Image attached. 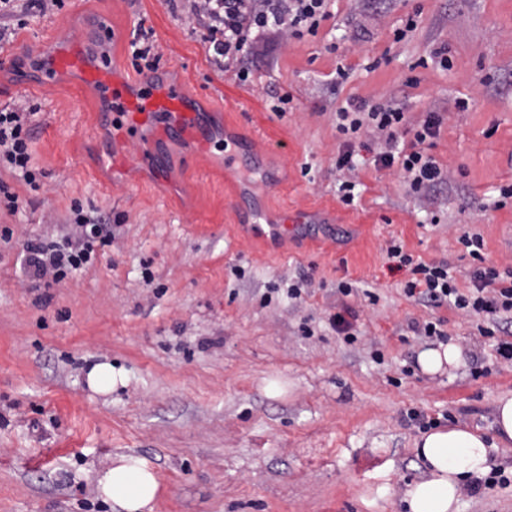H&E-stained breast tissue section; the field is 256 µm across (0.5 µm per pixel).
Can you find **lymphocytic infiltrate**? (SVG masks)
I'll use <instances>...</instances> for the list:
<instances>
[{
    "label": "lymphocytic infiltrate",
    "mask_w": 512,
    "mask_h": 512,
    "mask_svg": "<svg viewBox=\"0 0 512 512\" xmlns=\"http://www.w3.org/2000/svg\"><path fill=\"white\" fill-rule=\"evenodd\" d=\"M329 0H190L189 11L204 19L207 43L214 59L232 67L255 38L266 33L278 34L283 40L302 38L315 32L321 20L328 18ZM442 119L427 113L425 119L410 123L401 107L393 103L352 98L336 112V131L343 149L336 159L340 169L354 168V143L362 129L369 128L380 139L374 163L383 168L400 166L413 192H421L442 182L445 175L430 153L438 136ZM412 135L410 152L398 149L401 135ZM0 160L21 171L27 181H34L30 168L32 153L24 118L19 112L0 111ZM80 229L77 240L39 242L29 246L26 264L37 283H60L74 271L91 262L98 250L111 246L112 236L103 224L84 214H77ZM387 256L396 269H409L411 277L403 291L407 297L433 307L449 304L467 315L486 321L482 333L495 336L503 315H512V267H479L470 274L468 293H460L447 264L414 261L401 245L391 244Z\"/></svg>",
    "instance_id": "obj_1"
}]
</instances>
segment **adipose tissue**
<instances>
[{"label":"adipose tissue","mask_w":512,"mask_h":512,"mask_svg":"<svg viewBox=\"0 0 512 512\" xmlns=\"http://www.w3.org/2000/svg\"><path fill=\"white\" fill-rule=\"evenodd\" d=\"M493 438L467 425L437 427L414 443L426 468L425 479L404 494L409 512H459L462 484L485 476L493 448L512 446V394L494 402ZM96 490L112 512H155L162 485L152 465L126 454L114 455L110 466L95 473Z\"/></svg>","instance_id":"adipose-tissue-1"}]
</instances>
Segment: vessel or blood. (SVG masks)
<instances>
[{"label":"vessel or blood","instance_id":"1","mask_svg":"<svg viewBox=\"0 0 512 512\" xmlns=\"http://www.w3.org/2000/svg\"><path fill=\"white\" fill-rule=\"evenodd\" d=\"M58 50L41 66L43 87H51L65 73L78 75L81 84L107 100L109 118H121L123 134L112 147L113 157L124 161L141 158L143 127L156 125L163 132L185 134L193 114L187 94L179 87L155 84L130 85L110 63L93 58L86 39L63 31Z\"/></svg>","mask_w":512,"mask_h":512}]
</instances>
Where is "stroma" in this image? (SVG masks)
Wrapping results in <instances>:
<instances>
[{"label": "stroma", "instance_id": "stroma-1", "mask_svg": "<svg viewBox=\"0 0 512 512\" xmlns=\"http://www.w3.org/2000/svg\"><path fill=\"white\" fill-rule=\"evenodd\" d=\"M45 2L0 12V110L26 114L36 173L0 166V512H110L94 471L117 454L153 465L156 512H406L404 491L426 477L413 413L490 436L495 399L512 393L495 339L461 310L406 297L409 272L386 255L400 241L448 264L464 291L467 231L486 265L512 266V205L494 206L512 185V0H331L316 34L261 39L244 85L182 0ZM411 15L416 28L395 39ZM60 30L134 83L147 76L130 41L152 43L155 82L186 88L195 128L150 131L141 162L113 166L104 102L73 75L41 92L26 61L25 45L51 54ZM350 98L394 102L415 122L440 113L431 154L445 181L413 192L367 149L337 171L336 109ZM222 138L263 168L226 178ZM254 203L271 224L297 210L318 221L273 238ZM78 206L111 229V249L35 287L27 245L75 238ZM347 310L344 336L331 319ZM433 316L463 357L439 375L418 368L431 341L410 328ZM102 363L108 391L88 381ZM459 512H512V484L461 493Z\"/></svg>", "mask_w": 512, "mask_h": 512}]
</instances>
